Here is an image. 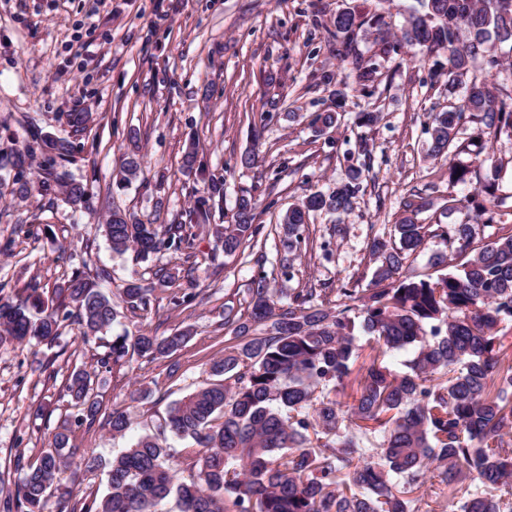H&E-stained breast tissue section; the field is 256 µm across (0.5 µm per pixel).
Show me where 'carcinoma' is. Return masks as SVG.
<instances>
[{
  "label": "carcinoma",
  "mask_w": 512,
  "mask_h": 512,
  "mask_svg": "<svg viewBox=\"0 0 512 512\" xmlns=\"http://www.w3.org/2000/svg\"><path fill=\"white\" fill-rule=\"evenodd\" d=\"M399 41L421 48L425 59L448 51L440 75L448 90L464 89L460 107L428 113L430 155L448 156L465 120L479 124L475 160L490 163L491 176L465 200L461 224H419L422 196L402 202L401 217L386 238L371 245L375 265L367 288H296L288 306L257 277L243 313L224 309V325L241 342L224 346L211 362L212 380L172 403L154 433L108 462L87 455L68 462L66 431L27 465L5 512H43L58 475L71 468V492L82 475L107 468L100 497L84 499L80 512H158L174 499L177 512H419L399 486H425L443 499L447 512H512V226L472 247L477 229L494 223L495 185L502 166L494 143L512 137L507 87L494 76L478 78V62L499 65L497 46L512 43V0H416ZM363 22L350 12L336 15L331 37L350 53ZM66 138L33 132L0 154V169L13 172V195L56 186L72 208L90 209L86 185L60 170L74 153ZM143 156L126 154L120 182L138 177ZM363 162L326 195L314 192L288 207L280 219L282 268L294 277L307 250L303 236L317 213L352 209ZM224 203V177L213 176L186 213L188 223L155 224L132 212L111 209L105 235L112 252L131 251L146 260L169 253L194 256L192 229L211 223ZM256 202L236 197L233 223L213 228L226 255L260 243L264 225L254 223ZM430 238L445 251L435 255L436 276L403 269ZM104 269L91 272L82 260L55 288L50 305L31 285L13 299H0V343H51L64 323L78 325L86 343L104 335L118 308L144 315L153 308L155 286L132 278L117 298L102 291ZM336 292V299L329 297ZM191 331L115 336L97 359L106 370L153 360L184 345ZM391 351H410L406 370L384 362ZM77 422L93 425L102 412L95 372L74 370L65 387ZM112 436L130 426L126 412L108 415ZM382 441L372 439L375 430ZM187 441L178 454L166 435ZM368 441L370 446L363 445Z\"/></svg>",
  "instance_id": "obj_1"
}]
</instances>
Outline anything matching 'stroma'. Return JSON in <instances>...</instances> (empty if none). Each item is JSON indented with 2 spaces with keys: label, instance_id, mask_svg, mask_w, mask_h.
<instances>
[{
  "label": "stroma",
  "instance_id": "stroma-1",
  "mask_svg": "<svg viewBox=\"0 0 512 512\" xmlns=\"http://www.w3.org/2000/svg\"><path fill=\"white\" fill-rule=\"evenodd\" d=\"M414 0H0V151L24 142L30 130L74 141L64 170L87 183L93 210L73 213L55 191L19 199L12 179L0 170V296L12 298L38 285L44 299L71 270L59 245L80 250L93 240L91 268L108 270L104 286L119 294L134 273L153 260L112 253L102 224L107 209L119 207L160 224L185 221L205 177L224 178V209L216 223L232 221L235 200L247 191L257 203V223H275L306 195L331 192L350 166L362 163L360 140L371 148V171L350 212L311 217V249L298 260L294 279L278 263L281 245L271 240L261 252L212 256L213 236L196 229L191 271L195 303L169 309L158 292L145 318L125 313L112 334L150 331L166 336L190 329V340L168 356L132 362L124 373L103 372L97 386L105 413L125 410L131 426L113 436L104 416L93 426H74L75 410L64 395L71 372L93 368L104 349L82 342L76 326L52 344L23 348L0 344V502L22 478L27 464L53 432L71 424L77 453L108 460L128 448L165 416L169 405L209 377L212 359L233 341L224 308L246 298L253 279L265 275L280 297L295 288L326 284L364 288L374 265L370 246L389 233L412 191L430 206L421 224H458L466 210H447L449 198L476 194L470 180L449 185V162L472 164L473 154L452 161L428 155L427 115L445 110L448 88L433 76L432 62L418 47L397 44L381 53L373 32H397ZM353 12L364 21L355 50L377 68L368 87L356 82L350 61L336 53L329 35L336 14ZM337 111L336 127L322 129L316 113ZM69 112H88L85 130L73 131ZM363 112L378 113L370 127ZM196 137L203 174L184 175L182 155ZM139 148L145 163L130 185L116 174L126 153ZM257 150V162L240 157ZM494 155L503 165L498 180L496 221L512 225V138L501 137ZM343 224L335 234V224ZM13 251H4L8 240ZM147 389L134 400L135 386ZM43 416H35L37 406Z\"/></svg>",
  "mask_w": 512,
  "mask_h": 512
}]
</instances>
